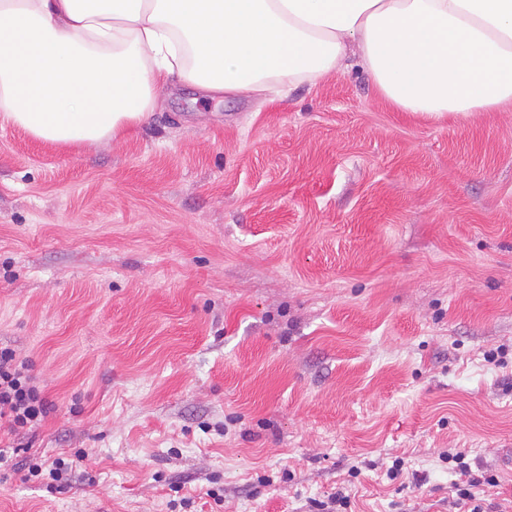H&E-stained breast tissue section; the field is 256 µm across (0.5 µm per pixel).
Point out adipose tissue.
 I'll return each mask as SVG.
<instances>
[{
  "mask_svg": "<svg viewBox=\"0 0 512 512\" xmlns=\"http://www.w3.org/2000/svg\"><path fill=\"white\" fill-rule=\"evenodd\" d=\"M353 51L398 111L512 105V0H0V122L116 140L170 82L259 97Z\"/></svg>",
  "mask_w": 512,
  "mask_h": 512,
  "instance_id": "1",
  "label": "adipose tissue"
}]
</instances>
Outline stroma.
I'll use <instances>...</instances> for the list:
<instances>
[{
  "label": "stroma",
  "instance_id": "stroma-1",
  "mask_svg": "<svg viewBox=\"0 0 512 512\" xmlns=\"http://www.w3.org/2000/svg\"><path fill=\"white\" fill-rule=\"evenodd\" d=\"M52 409L0 512H450L512 501V107L400 112L354 67L160 90L124 139L0 127V349ZM403 469L388 479L387 468ZM465 457V454L462 452L450 454L448 457V462L452 461L456 464V468L454 469L458 470L461 476L467 477L466 480L456 484L457 498L455 501H453V506L459 509L458 512H485L482 509L481 502L476 497L473 489L480 486L484 482L490 484V482L492 483V480L487 479L486 477L483 478L482 476L479 477L472 474L470 466L467 464V462L464 461Z\"/></svg>",
  "mask_w": 512,
  "mask_h": 512
}]
</instances>
